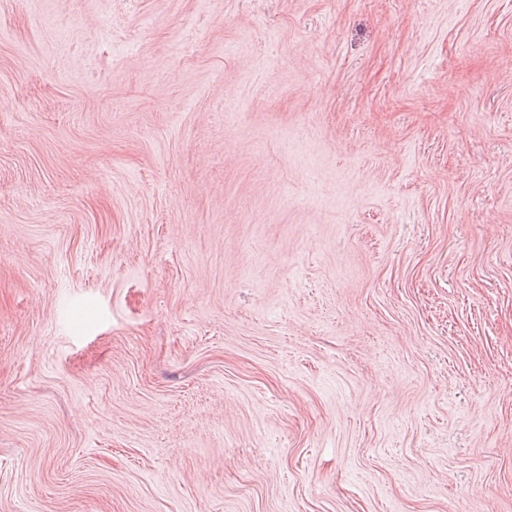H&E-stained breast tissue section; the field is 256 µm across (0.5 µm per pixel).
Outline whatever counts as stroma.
<instances>
[{"label": "stroma", "instance_id": "stroma-1", "mask_svg": "<svg viewBox=\"0 0 512 512\" xmlns=\"http://www.w3.org/2000/svg\"><path fill=\"white\" fill-rule=\"evenodd\" d=\"M0 512H512V0H0Z\"/></svg>", "mask_w": 512, "mask_h": 512}]
</instances>
